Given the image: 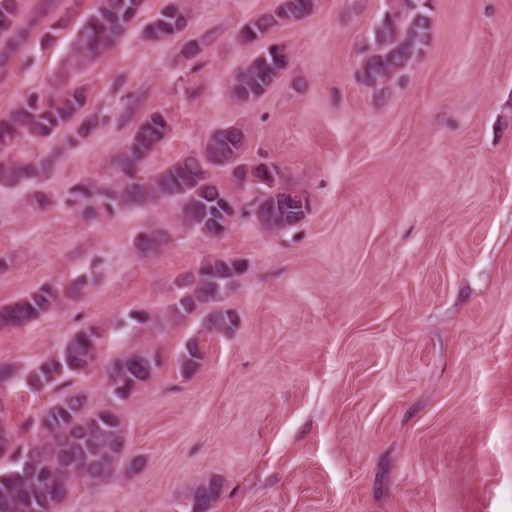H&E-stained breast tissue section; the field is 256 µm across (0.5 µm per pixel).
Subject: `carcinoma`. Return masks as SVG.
Returning <instances> with one entry per match:
<instances>
[{
	"mask_svg": "<svg viewBox=\"0 0 512 512\" xmlns=\"http://www.w3.org/2000/svg\"><path fill=\"white\" fill-rule=\"evenodd\" d=\"M30 0H0V75L11 70L18 52L32 39L31 31L41 29L39 38L49 40L56 27L65 24L57 11V0H43L42 9L29 14ZM158 12L144 37L151 43H168L178 37L189 20L185 0ZM269 12L247 19L238 30L245 44L257 45L244 66L231 79V98L249 102L265 95L280 81L293 63L290 49L269 39L281 27L298 23L315 14L321 0H276ZM429 0H384L377 23L369 30L360 54L356 75L370 94L380 101L393 97L414 66L427 54L433 37V11ZM146 0H92L70 47V59L88 62L102 57L121 43L135 25ZM87 91L72 84L56 93L31 89L10 112L0 113V186L25 188L35 185L56 164L52 153L35 163L11 154L20 139L51 141L66 132L72 150L112 121L105 112L85 111ZM171 114L164 111L144 116L112 152L110 182L86 181L78 185L70 199L83 212L85 220L97 223L99 217L130 213L159 202L174 204L180 222L189 231L213 242L224 226V200L242 198L264 213L266 230L288 232L299 205L314 208L308 193L297 196L298 186L288 181L284 171L275 176L276 184L288 187V194L269 202L252 186L233 178L228 186L214 172L235 167L248 153L246 133L227 124L207 134L206 153L183 155L163 168L146 171V162L170 135ZM153 233L138 235L133 248L141 256L154 255L171 243V228L155 225ZM229 258L213 252L184 269L172 284L173 297L161 311L136 310L126 321L147 333H160L193 319L214 334H231L236 318L224 309V264ZM103 262L88 266L84 276L68 282L48 281L30 289L13 302L0 304V333L33 324L78 298L93 285ZM106 333L94 323L76 328L61 348L52 352L27 372L29 389L49 394L48 402L36 419L43 432L29 428L26 438L0 420V512H59L72 493L76 481H101L134 474L141 459L117 456L114 447L127 438L122 406L149 383L158 371L160 357L148 347L133 348L102 361ZM205 361L196 337L188 336L179 349L175 365L184 378L195 375ZM106 364V385L101 403L93 394L76 387L99 363ZM224 495V479L214 477L197 482L189 507L196 512H213Z\"/></svg>",
	"mask_w": 512,
	"mask_h": 512,
	"instance_id": "cac0c4a2",
	"label": "carcinoma"
}]
</instances>
